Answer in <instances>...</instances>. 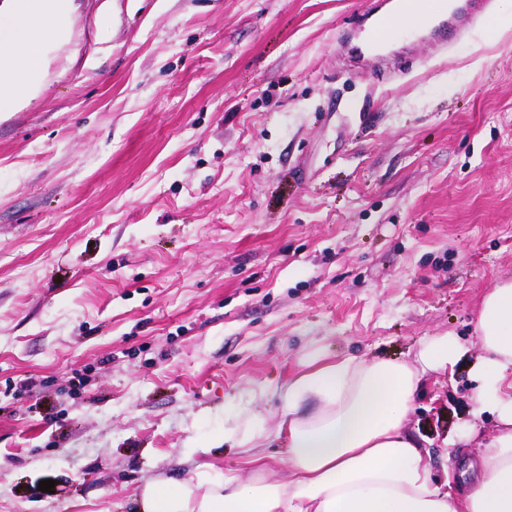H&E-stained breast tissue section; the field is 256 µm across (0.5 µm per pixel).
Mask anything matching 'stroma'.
I'll return each mask as SVG.
<instances>
[{
	"instance_id": "1",
	"label": "stroma",
	"mask_w": 512,
	"mask_h": 512,
	"mask_svg": "<svg viewBox=\"0 0 512 512\" xmlns=\"http://www.w3.org/2000/svg\"><path fill=\"white\" fill-rule=\"evenodd\" d=\"M390 0H72L0 117V512H137L239 407L275 429L319 352L413 360L434 480L473 422L483 295L512 278V0L360 54ZM55 482L53 492L40 481Z\"/></svg>"
}]
</instances>
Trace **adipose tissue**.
I'll return each instance as SVG.
<instances>
[{"label":"adipose tissue","instance_id":"ef3b65f1","mask_svg":"<svg viewBox=\"0 0 512 512\" xmlns=\"http://www.w3.org/2000/svg\"><path fill=\"white\" fill-rule=\"evenodd\" d=\"M70 0H0V113L16 111L39 88L42 47L64 42ZM476 414L499 423L464 494L435 485L420 440L406 428L421 377L464 354L436 336L414 362L329 360L310 354L283 393L291 477L271 479L260 448L269 432L255 414H225L216 437L236 443L249 479L202 465L195 477L146 484L140 512H512V281L484 296L477 319Z\"/></svg>","mask_w":512,"mask_h":512}]
</instances>
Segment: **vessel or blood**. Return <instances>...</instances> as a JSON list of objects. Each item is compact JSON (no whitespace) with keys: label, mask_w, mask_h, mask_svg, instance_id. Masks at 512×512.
<instances>
[{"label":"vessel or blood","mask_w":512,"mask_h":512,"mask_svg":"<svg viewBox=\"0 0 512 512\" xmlns=\"http://www.w3.org/2000/svg\"><path fill=\"white\" fill-rule=\"evenodd\" d=\"M488 0H467L464 9H451L446 19L436 20L430 15L426 0H396L391 13L378 17L372 23L367 37L368 48L376 50L396 34L431 28L439 40H446L449 30L463 26L469 17L481 15Z\"/></svg>","instance_id":"obj_1"}]
</instances>
